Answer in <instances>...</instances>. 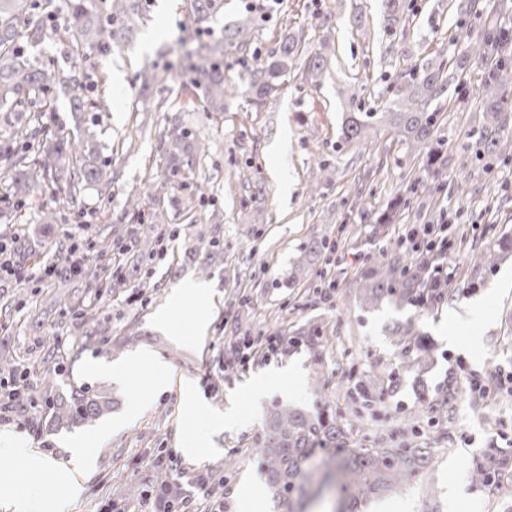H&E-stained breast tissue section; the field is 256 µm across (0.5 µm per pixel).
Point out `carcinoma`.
<instances>
[{
	"instance_id": "carcinoma-1",
	"label": "carcinoma",
	"mask_w": 512,
	"mask_h": 512,
	"mask_svg": "<svg viewBox=\"0 0 512 512\" xmlns=\"http://www.w3.org/2000/svg\"><path fill=\"white\" fill-rule=\"evenodd\" d=\"M385 28L392 30L401 22L403 0H381ZM52 0H0V116L12 123L14 143L0 152L3 171L9 175V196L5 208L20 209L32 200L34 192L49 186L56 194L55 205L42 206L37 215L42 224H57L61 210L73 206L82 190L101 184L108 162L99 154V143L89 121L87 91L93 89L92 78L84 66L89 53H106L117 46L132 29L139 12V0H67V17L61 25L46 28L35 20V12ZM198 31L207 40L181 55V75L199 92L202 111L223 116L224 102L235 88L224 73V55L232 48L248 44L252 31L262 25L261 14L243 7L238 20L224 26L221 35L210 33L211 18L224 10V0H190ZM56 38L72 65L66 70L52 64L35 65L28 48L40 44L47 36ZM331 33L322 35L319 48L310 55L302 54L301 43L292 35L280 38L266 55H254L249 68L252 103L260 107L275 94L279 82L288 71L304 64L311 80L327 70L323 53ZM494 28L486 25L483 32L466 34L458 57L448 61L439 54L414 64L408 79L399 86L395 98L385 102L378 112H351L340 127L339 139L346 145L358 146L378 136L389 135L405 146L408 154L424 158L427 172L434 180L442 177L448 159L436 147V106L459 79L468 63L491 66L482 84L484 123L478 136L475 159L491 167L505 155L512 142L505 136L512 125V61L507 55L491 60ZM143 89L148 91L171 80L170 71L150 66L140 74ZM68 95L69 112L74 132L60 127L56 96ZM167 118L166 132L161 138L165 172L149 185L146 192L128 194L125 216L140 218L145 198L154 200L167 193L176 177L195 173L206 156V143L186 128L181 112ZM398 210L390 206L383 211H360L365 224H393ZM329 249L325 238L310 241L301 251L290 280L305 276L312 259ZM112 251V242L80 268L63 267L64 281L101 291L99 261ZM512 255V235L500 236L476 255L478 265L493 269ZM431 261L426 254L405 249L401 243L379 252L360 269L348 284L355 290L360 304L374 308L384 302L397 307L419 306L430 310L459 285L448 278H434ZM392 335L401 346L400 365L414 370L429 351L422 339L413 337L409 326L396 325ZM47 357L41 361L19 356L9 363L8 373L21 378L32 372L43 375V391L50 393L57 375L51 362L61 359L60 342L45 337ZM327 345L322 325L308 322L291 332L288 347H305L313 354L315 364L322 365ZM461 400L458 383L448 380L444 388L426 408L437 417L451 418ZM112 408V398L86 387H72L69 393L48 400L49 430L58 431L90 425ZM362 423H342L336 415L313 414L305 409L278 405L269 411L263 438L256 442L260 470L275 504V512H311L312 503L327 487L337 489L333 512H360L359 506L395 491L424 476L433 467L440 449L424 442L420 445L379 442L364 448L358 441ZM472 482L493 487L499 493H512V456L490 448L470 462Z\"/></svg>"
}]
</instances>
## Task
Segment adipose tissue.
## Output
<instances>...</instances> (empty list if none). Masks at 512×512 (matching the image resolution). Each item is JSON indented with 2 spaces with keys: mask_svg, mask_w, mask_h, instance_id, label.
<instances>
[{
  "mask_svg": "<svg viewBox=\"0 0 512 512\" xmlns=\"http://www.w3.org/2000/svg\"><path fill=\"white\" fill-rule=\"evenodd\" d=\"M148 364L152 370L154 391L164 392L172 384V369L161 357L149 350H142L122 362L112 364L113 378L124 379L128 372L139 364ZM0 456L18 464L29 476L30 484L25 492L14 493L0 486V497L9 500L13 512H70L71 505L83 493L84 480L95 469L96 459L83 442L71 445V460L58 466L31 448L29 441L11 432L0 433ZM51 474L56 482L66 488L63 499L55 501L53 507H46L42 494V477Z\"/></svg>",
  "mask_w": 512,
  "mask_h": 512,
  "instance_id": "obj_1",
  "label": "adipose tissue"
}]
</instances>
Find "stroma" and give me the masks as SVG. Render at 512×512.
I'll use <instances>...</instances> for the list:
<instances>
[{"instance_id":"35a3bbf8","label":"stroma","mask_w":512,"mask_h":512,"mask_svg":"<svg viewBox=\"0 0 512 512\" xmlns=\"http://www.w3.org/2000/svg\"><path fill=\"white\" fill-rule=\"evenodd\" d=\"M467 0H404L405 20L393 33L382 24L381 0H278L271 19L257 28L246 50H231L224 70L238 86L222 121L202 111L184 115L186 125L212 140L204 164L210 190L195 196V179L176 182L167 196L146 201L136 221L122 219L126 196L145 190L159 178L164 162L159 150L167 114L154 106L163 98L184 102L192 93L184 79L143 90L139 79L145 66H177L180 53L196 43L189 0H140L132 34L111 54H92L87 62L99 81L89 98L87 117L96 125L100 152L112 164L107 190L109 209L98 204L97 188L87 189L79 207L65 210L60 223H40L35 205L52 196L40 190L33 209L21 220L0 216V242L10 244L15 276L0 279V299L12 302L11 312L0 309L7 343L0 356L24 354L43 358L41 336H58L72 345L61 361L55 389L86 384L111 396L110 417L122 415L133 399L148 403L128 429L105 444L93 436L110 417L91 426L46 434V396L39 375L29 378L34 403L30 419L18 424L0 418V431L26 436L56 464H66L67 441L82 438L96 457V468L84 484L73 512H153L162 483L178 492L177 512H274L267 494L243 506L242 487L259 478L251 445L263 431L273 405H297L308 411L349 416L358 412L365 423L360 442L375 446L391 438L407 444L428 441L440 453L433 468L413 486L392 493L393 512H504L505 501L492 489L472 483L468 464L485 449L512 455V257L492 270L475 267L473 249L503 233L512 234V159L483 168L474 158L483 123L481 86L488 67L478 64L463 71L438 116L439 144L451 164L443 186L433 197L417 185L425 177L422 159L407 155L382 135L368 146L342 144L338 131L349 108L380 109L395 93L402 77L416 62L436 54H452L458 21L472 30L512 17V0H479L478 11L465 13ZM161 35L150 52L141 46L147 32ZM330 32L333 55L320 82L308 81L292 69L276 96L253 108L243 80L254 52H266L284 34L317 47ZM122 82H115V73ZM352 86L355 104L340 90ZM286 138L287 153L270 151ZM325 166L317 192L309 190L312 159ZM464 192H457V185ZM263 201H254L255 189ZM399 202L400 216L385 230L360 223V208L385 209ZM446 216L463 232L444 253L440 265L455 283L469 289L445 299L432 310L381 305L360 306L346 291L358 269L407 230ZM126 231L102 263L104 281L125 278L124 287L102 289L99 295L42 279L46 266L78 241L84 253H94L105 225ZM223 245L207 273H200L196 251L198 233ZM335 242L310 273L296 283L288 277L299 250L312 237ZM188 283L205 285L204 294L181 304L173 299ZM91 309L94 319L81 325L77 314ZM171 316L172 329L161 328L159 314ZM205 333H197L198 319ZM321 322L331 345L322 368H315L306 349L255 356L227 369L232 345L242 329H250L255 347H265L271 326L285 329L307 321ZM411 323L431 351L413 372L398 366L400 348L389 328ZM148 349L173 369L174 385L165 393L151 387V371L139 366L125 380L114 382L101 366L127 359ZM292 365L303 374L304 395L295 399L273 385L261 406H253L249 387L264 375L281 377ZM481 382L473 388L459 380L463 393L452 419L423 412L424 397L433 396L458 366ZM195 382L211 412L233 406L255 413L253 425L241 429L206 430L205 420L180 395L182 381ZM419 414L416 433L403 430L408 414ZM204 433L207 450L200 456L183 451L186 442ZM238 457L234 470L224 467L228 456ZM142 486L144 495L126 500L128 485Z\"/></svg>"}]
</instances>
